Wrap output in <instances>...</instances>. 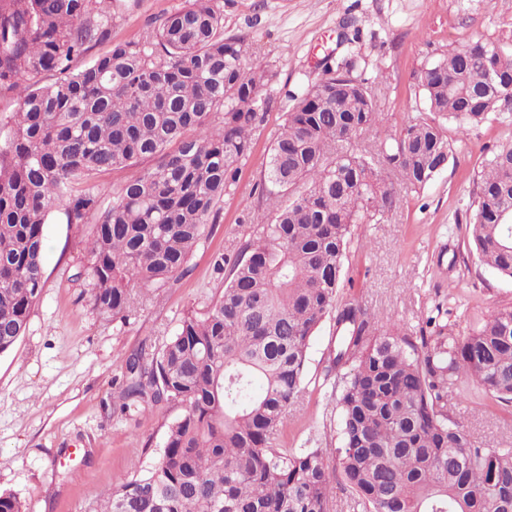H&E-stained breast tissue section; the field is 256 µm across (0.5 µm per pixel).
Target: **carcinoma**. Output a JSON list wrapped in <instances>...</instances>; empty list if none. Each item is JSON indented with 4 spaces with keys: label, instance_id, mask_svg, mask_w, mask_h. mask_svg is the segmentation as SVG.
<instances>
[{
    "label": "carcinoma",
    "instance_id": "obj_1",
    "mask_svg": "<svg viewBox=\"0 0 512 512\" xmlns=\"http://www.w3.org/2000/svg\"><path fill=\"white\" fill-rule=\"evenodd\" d=\"M222 0H188L136 42L89 65L112 41L100 0H0V354L24 336L40 299L44 224L63 210L94 225L90 304L125 319L132 290L186 269L206 224L235 186L264 122L272 74L245 63L249 44L224 37ZM500 44L475 40L420 75L424 107L399 136L351 58L292 96L258 183L256 238L224 258V292L190 313L152 354L125 360L122 397L150 409L178 402L163 451L107 486L94 512H512V448H485L448 410L465 379L512 406V306L459 339L427 317L413 338L340 295L355 224H379L394 184L417 191L452 155L445 124L475 127L512 100ZM51 81L42 83V79ZM379 133L373 147L356 144ZM151 159L112 204L96 177ZM469 254L512 278V148L475 178ZM336 326L325 375L342 374L336 448H280L305 391L311 339ZM0 512H26L0 491Z\"/></svg>",
    "mask_w": 512,
    "mask_h": 512
}]
</instances>
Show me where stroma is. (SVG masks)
<instances>
[{
    "label": "stroma",
    "mask_w": 512,
    "mask_h": 512,
    "mask_svg": "<svg viewBox=\"0 0 512 512\" xmlns=\"http://www.w3.org/2000/svg\"><path fill=\"white\" fill-rule=\"evenodd\" d=\"M184 4L122 0L113 41L140 39ZM347 23L357 31L351 42L341 37ZM224 34L246 36L248 64L271 72L269 105L220 219L207 225L185 274L136 293V308L125 321L102 318L89 303L90 225L57 216L45 226V287L25 335L0 354V490L16 493L27 512H92L117 476L160 455L167 426L182 408L164 403L149 411L122 401L125 359L157 351L185 315L203 313L221 295L228 271L218 261L256 235L243 215L257 204L268 150L291 94L351 54L374 81L387 126L400 130L424 105L421 72L448 50L482 39L501 43L512 61V0L491 6L486 0H224ZM448 135L453 154L431 183L400 191L383 223L353 226L341 295L413 331L437 316L457 338L494 308L512 306V280L480 265L466 249L473 179L493 151L512 147V106L480 126L449 127ZM335 335L327 319L312 339L306 389L284 420L283 447L338 444L331 388L319 382ZM453 411L485 446H512V407H490L462 384Z\"/></svg>",
    "instance_id": "35a3bbf8"
}]
</instances>
